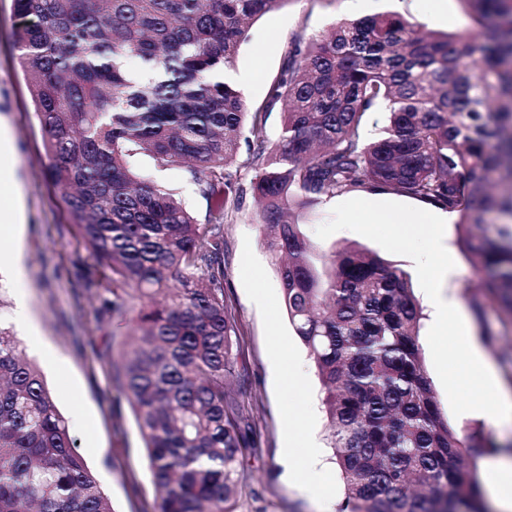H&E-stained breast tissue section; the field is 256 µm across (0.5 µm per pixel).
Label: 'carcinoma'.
<instances>
[{
    "instance_id": "cac0c4a2",
    "label": "carcinoma",
    "mask_w": 512,
    "mask_h": 512,
    "mask_svg": "<svg viewBox=\"0 0 512 512\" xmlns=\"http://www.w3.org/2000/svg\"><path fill=\"white\" fill-rule=\"evenodd\" d=\"M477 29L425 31L397 13L297 37L265 109L224 81L250 21L288 0H13L15 43L47 170L135 344L110 357L144 440L158 512H238L250 415L236 310L224 294L231 170L251 122L250 190L288 319L326 389L339 512H485L483 449L448 423L423 364L404 270L357 246L317 254L292 217L381 191L457 214L482 295L512 308V0H462ZM144 74L130 78L129 58ZM389 112L364 144L366 114ZM181 168L210 201L199 223L140 156ZM501 218L497 239L482 231ZM0 512H112L38 366L0 327Z\"/></svg>"
}]
</instances>
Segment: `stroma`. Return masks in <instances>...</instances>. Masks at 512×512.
<instances>
[{"mask_svg":"<svg viewBox=\"0 0 512 512\" xmlns=\"http://www.w3.org/2000/svg\"><path fill=\"white\" fill-rule=\"evenodd\" d=\"M387 12L440 33L467 34L475 28L462 0H444L437 14L427 10L424 0H363L358 15L363 18ZM350 16L346 0H288L279 10L254 20L233 64L234 70L256 75L251 84L240 89L248 111L265 106L295 35L320 37ZM15 24L13 0H0V117L13 132L17 147L14 167L25 207V282L19 286L0 274V325L15 326L17 295L25 293L31 319L60 359L59 369L44 370L43 376L68 421L77 453L106 489L114 512H155L156 493L144 443L129 403L112 386L109 364V336L129 335L132 328L116 326L103 314L106 294L95 285L96 261L85 249L76 226L70 224L47 177L42 131L34 118L14 45ZM138 165L156 183L173 190L197 216L205 215L207 202L200 187L183 170L154 167L146 157L140 158ZM330 217L331 208L324 203L315 215L301 220L303 232L317 251L359 245L414 273L410 258L383 251L353 231L341 230L327 239H318L316 228ZM224 238V290L236 307L241 330L240 365L244 375L239 381L240 398L249 411L255 440V449L244 464L239 512H319L294 486L291 472L300 467V458H284L283 451L285 419L291 413L313 411L319 441L327 443L325 389L316 377L308 390H286L269 370L272 333L287 337L298 356H306L307 350L288 321L280 279L266 249L253 198H246L242 209L225 224ZM446 244L455 267L443 289L461 303L472 335H480L485 329L494 335L495 345L483 346L482 351L499 378H512V316L497 301L487 298L481 309H474L472 297L479 274L458 248L455 230H448ZM257 289L272 295L266 309H256L251 302ZM433 389L451 425L465 434L491 438L502 450L512 451V423L494 426L466 414L454 416L442 385L434 384Z\"/></svg>","mask_w":512,"mask_h":512,"instance_id":"obj_1","label":"stroma"}]
</instances>
